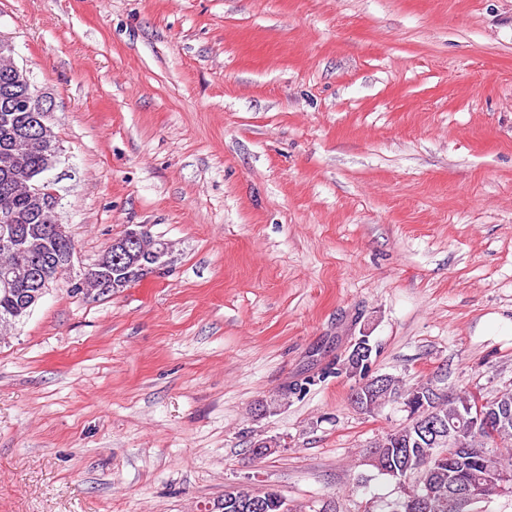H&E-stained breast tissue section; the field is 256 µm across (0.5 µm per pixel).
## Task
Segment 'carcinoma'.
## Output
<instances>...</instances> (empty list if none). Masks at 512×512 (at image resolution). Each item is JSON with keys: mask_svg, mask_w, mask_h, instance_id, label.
<instances>
[{"mask_svg": "<svg viewBox=\"0 0 512 512\" xmlns=\"http://www.w3.org/2000/svg\"><path fill=\"white\" fill-rule=\"evenodd\" d=\"M3 58L0 57V229L4 224L16 226L23 234L22 250L40 251L47 243L46 226L56 220L50 206L52 195L31 193L32 185L42 180L40 169L43 157L56 151V134L52 126L41 130L40 136L24 138L23 130H32L35 112L18 110L10 104L9 94L18 91L3 77ZM150 234L144 239L140 256L130 261L122 269L112 267V248H107L93 268L84 278L87 287H94L99 278L112 282L109 292L118 293L146 276L156 272L148 260L154 246ZM28 284L22 280L12 288L0 285V325L8 317H14L10 324L20 321L25 314L24 296ZM360 353H351L349 364L359 371L363 383L352 393V402L365 413H373L386 401L400 398L413 416L407 424L386 433L374 444L379 464L391 462L396 474L395 481H406L417 477L411 490L403 496L385 504L384 512H414L412 502L426 499L425 512H477L481 504H490L505 495L504 489L491 478V471L497 467L512 470V387H507L497 396L487 400V409L498 420L495 433L486 434L472 427L465 414V404L473 398V393L460 391L444 398L433 407L442 419L455 429L467 434L471 453H457L446 443L434 445L421 436L420 417L424 411L419 407V399L434 389V384L416 383L404 389L398 378L384 374L380 382L370 373L369 360L372 347L368 341L358 343ZM475 491L474 500L464 510H459L451 501L448 491V471Z\"/></svg>", "mask_w": 512, "mask_h": 512, "instance_id": "cac0c4a2", "label": "carcinoma"}]
</instances>
